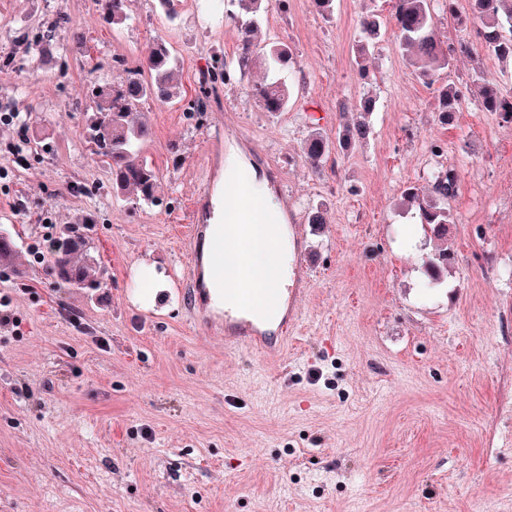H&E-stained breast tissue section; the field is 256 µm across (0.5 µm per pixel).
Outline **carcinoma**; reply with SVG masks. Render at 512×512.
<instances>
[{"label":"carcinoma","instance_id":"1","mask_svg":"<svg viewBox=\"0 0 512 512\" xmlns=\"http://www.w3.org/2000/svg\"><path fill=\"white\" fill-rule=\"evenodd\" d=\"M101 14L112 25L123 26L130 19L129 0H95ZM484 21L483 48L501 60H512V0H474ZM286 7V0H229L224 18L237 33V58L232 62L224 54H214L208 70L197 78L198 93L191 106L198 116L207 111L210 98L224 82L231 80L230 71L240 72L255 67L261 79L249 87V95L263 112L276 115L288 110L291 91L283 70L293 60L294 51L279 38L258 39L259 23L272 10ZM391 24L399 49L413 73L422 83L432 85L437 73L453 60L450 49L435 33V17L430 0H395ZM382 37L381 22L374 14L360 20L355 64L365 70L370 48ZM178 59L166 40L159 36L149 52L139 60L127 77L112 86L101 82L97 70L91 69L87 89L94 112L87 119L85 138L94 144L93 155L99 157L110 174L113 198L134 209L153 208L162 204L158 195L160 173L146 155L152 132L143 121L141 107L149 101L165 104L185 101L175 79ZM478 104L486 112H497L512 121V97L480 77L473 80ZM463 92L452 85L438 90L437 112L446 120L457 110ZM370 132L361 122L336 132V140L325 137L318 129L310 131L306 141L307 157L315 169L333 151L363 143ZM457 174L448 171L434 177V196L426 198L416 187L403 191L407 202L418 212L421 223L432 227L434 237L447 236L448 225L455 219L446 201L455 193ZM96 221L85 217L77 224H63L58 232L60 242L52 252V274L75 288H102L104 282L97 259L92 255L90 232ZM18 255L13 238L0 235V265L11 267Z\"/></svg>","mask_w":512,"mask_h":512}]
</instances>
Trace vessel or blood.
<instances>
[{
    "instance_id": "vessel-or-blood-1",
    "label": "vessel or blood",
    "mask_w": 512,
    "mask_h": 512,
    "mask_svg": "<svg viewBox=\"0 0 512 512\" xmlns=\"http://www.w3.org/2000/svg\"><path fill=\"white\" fill-rule=\"evenodd\" d=\"M217 242L215 225H191L186 262L189 282L187 297L196 322L205 332L223 335L226 346L246 348L270 356L277 355L293 326L288 313L297 306L298 289L288 288L280 292L281 314L273 325L259 320L245 306L233 309L226 307L207 283V270L216 253Z\"/></svg>"
}]
</instances>
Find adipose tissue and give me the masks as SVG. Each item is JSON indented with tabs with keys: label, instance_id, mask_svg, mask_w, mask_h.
<instances>
[{
	"label": "adipose tissue",
	"instance_id": "adipose-tissue-1",
	"mask_svg": "<svg viewBox=\"0 0 512 512\" xmlns=\"http://www.w3.org/2000/svg\"><path fill=\"white\" fill-rule=\"evenodd\" d=\"M282 203L259 167L234 161L224 169V192L213 208L212 223L223 225L219 243L222 261L211 266L213 287L238 295L251 289L266 295L268 288L290 283L291 249L278 222Z\"/></svg>",
	"mask_w": 512,
	"mask_h": 512
}]
</instances>
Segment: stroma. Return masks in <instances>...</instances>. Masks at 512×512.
Segmentation results:
<instances>
[{
  "mask_svg": "<svg viewBox=\"0 0 512 512\" xmlns=\"http://www.w3.org/2000/svg\"><path fill=\"white\" fill-rule=\"evenodd\" d=\"M391 10L337 0L326 20L312 0H288L262 19L261 37L294 49L287 112L255 106L254 71L199 122L143 105L162 203L134 210L82 137L87 69L103 64L120 82L113 55L142 58L160 35L191 97L214 52L234 56L235 29L198 0L173 20L156 0H132L119 28L94 0H0V102L28 122L20 164L0 124V228L22 251L21 265L0 268L19 322L0 326V512H512V123L470 97L478 75L512 95V63L484 51L472 0H456L454 14L435 9L437 35L472 52L435 85L390 36L359 75L358 20ZM48 16L63 29L44 42ZM74 36L88 49L78 61L63 54ZM448 84L468 99L445 123ZM365 96L376 109L363 117ZM362 118L368 139L314 171L309 130L332 139ZM234 153L266 172L285 225L303 233L297 326L271 358L205 333L184 295L185 227L207 223ZM451 168L450 261L431 288L438 242L402 193L430 191L431 173ZM90 179L96 193L61 192ZM320 205L327 223H307ZM88 214L107 285L57 287L34 251L42 223Z\"/></svg>",
  "mask_w": 512,
  "mask_h": 512,
  "instance_id": "35a3bbf8",
  "label": "stroma"
}]
</instances>
